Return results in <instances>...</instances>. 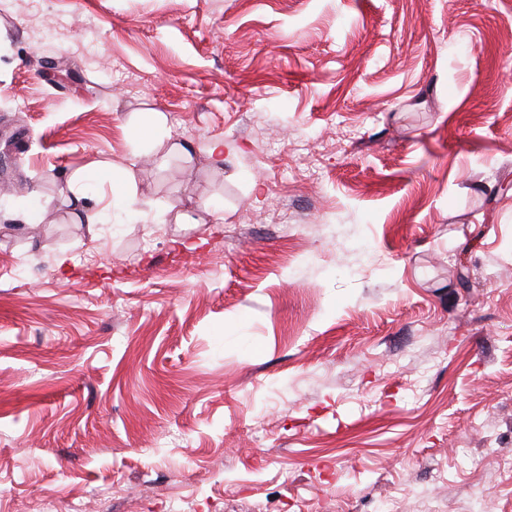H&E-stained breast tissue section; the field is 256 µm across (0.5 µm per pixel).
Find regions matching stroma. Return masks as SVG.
<instances>
[{
    "instance_id": "35a3bbf8",
    "label": "stroma",
    "mask_w": 512,
    "mask_h": 512,
    "mask_svg": "<svg viewBox=\"0 0 512 512\" xmlns=\"http://www.w3.org/2000/svg\"><path fill=\"white\" fill-rule=\"evenodd\" d=\"M4 150L0 512H512V0H0ZM110 166L111 163L109 162L94 161L87 165L81 173L71 179L70 195L67 201L80 223H99V212L93 210L86 202V190L91 183L97 180L100 171Z\"/></svg>"
}]
</instances>
